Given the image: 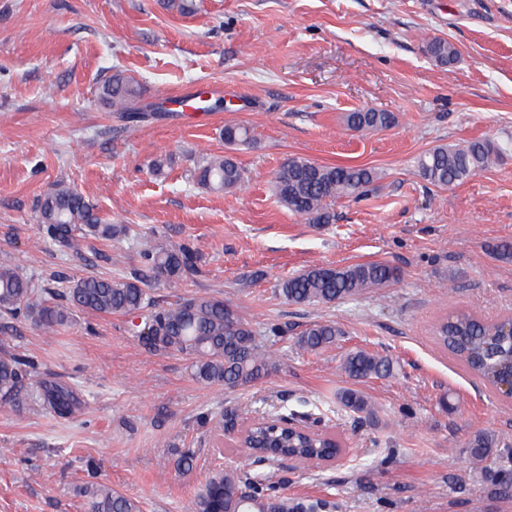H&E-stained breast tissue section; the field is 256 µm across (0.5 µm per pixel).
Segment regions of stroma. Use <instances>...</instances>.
Returning a JSON list of instances; mask_svg holds the SVG:
<instances>
[{"mask_svg":"<svg viewBox=\"0 0 512 512\" xmlns=\"http://www.w3.org/2000/svg\"><path fill=\"white\" fill-rule=\"evenodd\" d=\"M195 14L163 0H0V262L39 288L140 269L150 246L193 244L203 279L155 284L164 306L223 293L249 320L278 369L252 386H203L177 353L144 349L124 315H74L54 332L0 317V340L34 363L39 381L77 389L69 419L24 406L0 408V512H84L78 489L104 481L142 512H185L218 464H248L236 434L217 426L224 408L294 412L319 419L344 454L332 465L283 462L280 496L322 498L336 512H512L463 453L489 429L512 443V401L436 349L431 328L466 310L512 314V261L491 244L512 240V152L461 183L421 178L420 155L491 139L512 145V0H198ZM444 38L457 48L442 66L424 53ZM135 78L153 108L141 122L103 106L116 72ZM208 82L237 89L195 122L161 109L170 94ZM395 114L382 131H354L347 113ZM253 130L237 147L242 186L214 192L193 171L225 154V125ZM364 166L377 174L359 198L330 205L312 224L273 195L289 158ZM163 160L153 172L154 160ZM75 188L129 235L81 238L75 249L39 228L43 195ZM385 261L401 279L333 305H292L279 292L311 266ZM253 276L239 290L238 281ZM330 321L331 348L298 350V333ZM288 326L286 336L269 328ZM364 349L394 362L386 378L354 381L340 370ZM355 389L373 414L345 409ZM196 466L179 473L178 452Z\"/></svg>","mask_w":512,"mask_h":512,"instance_id":"1","label":"stroma"}]
</instances>
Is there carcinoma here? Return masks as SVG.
Returning <instances> with one entry per match:
<instances>
[{
  "instance_id": "1",
  "label": "carcinoma",
  "mask_w": 512,
  "mask_h": 512,
  "mask_svg": "<svg viewBox=\"0 0 512 512\" xmlns=\"http://www.w3.org/2000/svg\"><path fill=\"white\" fill-rule=\"evenodd\" d=\"M426 53L445 64L455 60L457 49L444 39H433ZM100 99L106 106L119 103L125 117L140 118L142 90L136 80L117 73L104 83ZM349 129L383 130L393 127L391 112L375 110L350 112ZM255 137L249 128L224 126L228 147L250 144ZM509 148L490 139H476L462 147L438 145L417 161L419 175L441 187L454 185L500 161ZM197 183L216 192L238 188L243 174L230 155L215 156L194 173ZM375 173L365 167L322 165L302 157L289 158L277 171L273 190L278 201L293 213L306 216L313 224H329L333 215L329 203L343 197H357L374 182ZM40 226L49 240L66 249L76 248L75 233L101 240L124 235L123 224H111L98 207L75 189L62 183L48 190L39 205ZM142 269L124 278L88 276L66 290L38 291L15 267L0 263V312L26 317L43 330H55L71 321L75 311L101 315H134L141 319L134 335L152 352H176L189 361L191 377L197 383L226 388L253 385L268 377L277 361L257 340L249 320L221 295L203 293L182 299L168 307L156 303L148 283L153 280L177 282L198 279L204 271L197 251L188 244L145 249ZM399 279L397 267L369 261L343 267H314L285 279L283 298L295 305L336 304L366 292L383 288ZM340 331L334 322L317 323L302 330L296 346L313 352L333 346ZM436 345L458 359L467 370L489 384H495L500 367L512 364V316L485 321L467 311H457L437 321L432 328ZM32 362L9 350L0 351V403L11 408L19 404L24 367ZM340 370L354 381L384 377L393 372L387 356L357 349L340 362ZM341 403L355 413L371 414L373 405L359 391L347 389ZM36 403L60 417L70 418L83 410L75 389L58 380L39 382ZM285 414L252 419L246 443L258 461L284 457L299 464L318 465L333 458L332 437L322 430L305 432L283 426ZM469 461L481 466V477L494 494L512 498V466L507 443L492 431L474 432L465 448ZM500 459L498 467L486 465ZM277 472L254 474L238 466L213 470L188 504V512H329L334 504L323 499L272 496ZM86 512H141L140 503L108 484H90L85 490Z\"/></svg>"
}]
</instances>
